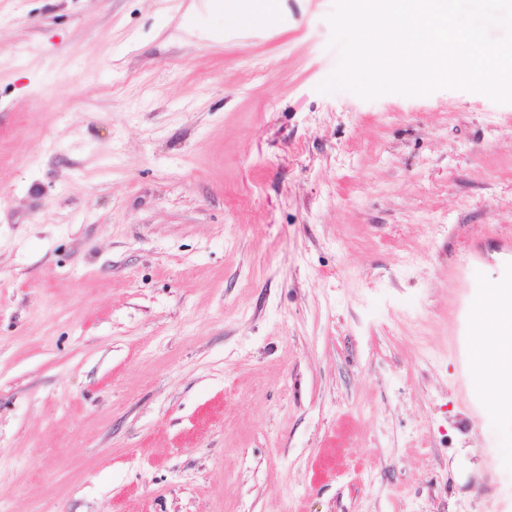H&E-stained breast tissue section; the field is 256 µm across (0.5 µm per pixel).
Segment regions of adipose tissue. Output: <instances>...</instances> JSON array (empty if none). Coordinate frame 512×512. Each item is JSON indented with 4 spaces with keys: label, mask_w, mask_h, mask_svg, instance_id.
Masks as SVG:
<instances>
[{
    "label": "adipose tissue",
    "mask_w": 512,
    "mask_h": 512,
    "mask_svg": "<svg viewBox=\"0 0 512 512\" xmlns=\"http://www.w3.org/2000/svg\"><path fill=\"white\" fill-rule=\"evenodd\" d=\"M487 307L488 310L499 311L507 333L494 335L488 326L486 312L478 313L474 353L480 369L476 382L490 390L506 406L512 404V293L494 290Z\"/></svg>",
    "instance_id": "obj_1"
}]
</instances>
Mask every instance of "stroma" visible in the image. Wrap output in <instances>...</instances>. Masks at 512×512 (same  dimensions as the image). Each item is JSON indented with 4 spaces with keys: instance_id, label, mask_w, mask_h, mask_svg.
<instances>
[{
    "instance_id": "35a3bbf8",
    "label": "stroma",
    "mask_w": 512,
    "mask_h": 512,
    "mask_svg": "<svg viewBox=\"0 0 512 512\" xmlns=\"http://www.w3.org/2000/svg\"><path fill=\"white\" fill-rule=\"evenodd\" d=\"M230 7L0 0V512H512V103ZM480 308L474 353L481 369L475 380L500 399L509 422V403L512 396V295L508 291L495 289L489 302H482ZM484 309L499 311L500 319L511 335L495 336L489 329Z\"/></svg>"
}]
</instances>
